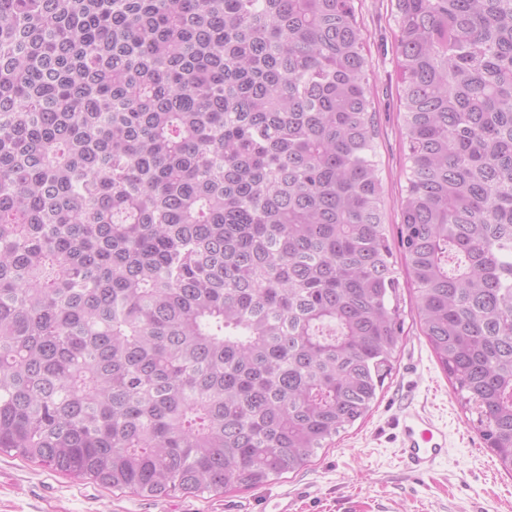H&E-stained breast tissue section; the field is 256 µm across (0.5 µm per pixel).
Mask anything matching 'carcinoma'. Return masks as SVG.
<instances>
[{
    "label": "carcinoma",
    "mask_w": 512,
    "mask_h": 512,
    "mask_svg": "<svg viewBox=\"0 0 512 512\" xmlns=\"http://www.w3.org/2000/svg\"><path fill=\"white\" fill-rule=\"evenodd\" d=\"M356 0H0V451L297 473L402 341ZM420 325L512 471V0H395Z\"/></svg>",
    "instance_id": "1"
}]
</instances>
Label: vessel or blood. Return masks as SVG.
<instances>
[{
    "instance_id": "b4317fda",
    "label": "vessel or blood",
    "mask_w": 512,
    "mask_h": 512,
    "mask_svg": "<svg viewBox=\"0 0 512 512\" xmlns=\"http://www.w3.org/2000/svg\"><path fill=\"white\" fill-rule=\"evenodd\" d=\"M447 438L442 429L419 412L406 413L403 419L400 455L414 472H429L446 453Z\"/></svg>"
}]
</instances>
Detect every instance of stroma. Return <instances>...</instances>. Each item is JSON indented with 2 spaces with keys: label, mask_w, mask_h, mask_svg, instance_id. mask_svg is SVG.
<instances>
[{
  "label": "stroma",
  "mask_w": 512,
  "mask_h": 512,
  "mask_svg": "<svg viewBox=\"0 0 512 512\" xmlns=\"http://www.w3.org/2000/svg\"><path fill=\"white\" fill-rule=\"evenodd\" d=\"M358 4L380 124L386 221L396 224L405 145L396 108L391 0ZM398 303L403 343L371 409L301 471L252 488L155 500L0 453V512H272L285 495L295 512H512V473L480 436L476 415L462 409L420 330L409 283H401ZM406 406L426 413L448 435L447 456L424 475L409 472L399 458L397 421Z\"/></svg>",
  "instance_id": "35a3bbf8"
}]
</instances>
